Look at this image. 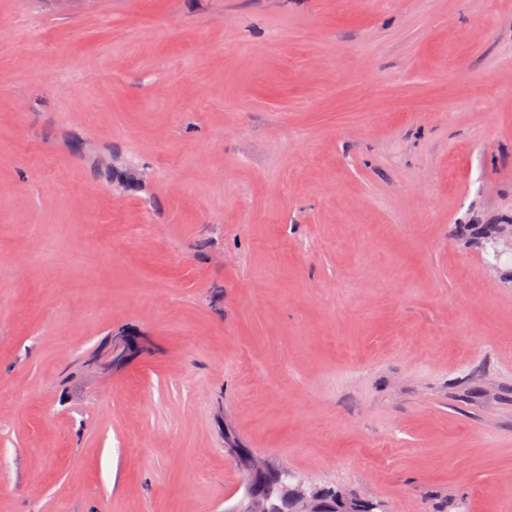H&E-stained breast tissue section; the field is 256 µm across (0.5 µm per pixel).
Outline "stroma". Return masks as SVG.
<instances>
[{"label": "stroma", "mask_w": 512, "mask_h": 512, "mask_svg": "<svg viewBox=\"0 0 512 512\" xmlns=\"http://www.w3.org/2000/svg\"><path fill=\"white\" fill-rule=\"evenodd\" d=\"M510 228L512 0H0V512H512ZM225 453L235 459L237 462L240 461L244 471L246 472L245 482L243 485V490L236 501V503L231 506L227 512H248V499L251 495V492L255 485L260 482H263L268 478L269 475L274 474L276 477V481L279 486L288 492V481H292L297 479V474L292 473L291 471H285L278 468L275 463L269 459L265 460H257L252 455L248 454L243 448H236L231 446L229 448H225ZM239 470H242V467L237 463L236 464ZM316 489L319 490L322 498H324L326 501L336 504V511L338 512H375L376 509L373 504H369L359 498H356L355 495H343L342 493L336 491V490H330L326 489L322 486H319L317 484H313ZM344 505H355L357 508H347ZM283 492L268 493L258 491L255 493L250 512H297L288 502L285 503Z\"/></svg>", "instance_id": "35a3bbf8"}]
</instances>
